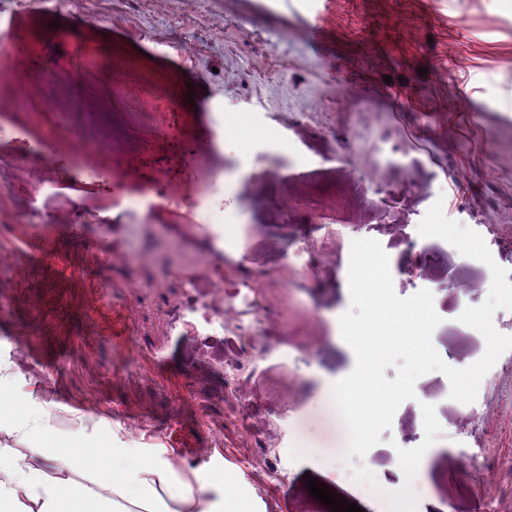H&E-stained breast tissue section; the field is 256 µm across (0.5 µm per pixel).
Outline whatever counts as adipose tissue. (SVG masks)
I'll list each match as a JSON object with an SVG mask.
<instances>
[{
  "label": "adipose tissue",
  "instance_id": "obj_1",
  "mask_svg": "<svg viewBox=\"0 0 512 512\" xmlns=\"http://www.w3.org/2000/svg\"><path fill=\"white\" fill-rule=\"evenodd\" d=\"M12 431L33 446L24 464L0 463V512H224V493L214 483L201 475L181 478L162 457L113 478L102 494L89 497L73 474L80 465L106 471L108 458L93 448L58 454L37 445L50 431L44 413L15 422ZM49 467L56 472L51 479L45 474Z\"/></svg>",
  "mask_w": 512,
  "mask_h": 512
}]
</instances>
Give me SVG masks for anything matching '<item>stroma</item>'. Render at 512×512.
I'll use <instances>...</instances> for the list:
<instances>
[{"label":"stroma","mask_w":512,"mask_h":512,"mask_svg":"<svg viewBox=\"0 0 512 512\" xmlns=\"http://www.w3.org/2000/svg\"><path fill=\"white\" fill-rule=\"evenodd\" d=\"M6 12L28 49L0 52L21 77L0 86V446L27 456L10 422L42 408L56 447L117 455L123 471L166 457L185 477L223 480L245 512H331L311 478L388 512L343 486L337 464L368 466L393 495L403 458L423 448L413 512L512 502V350L470 403L451 399L443 373L419 377L361 457L333 398L356 365L339 320L357 239L380 243L398 296L432 292L446 364L486 351L459 316L486 301L489 265L418 226L442 202L512 273V0H329L313 42L279 37L302 26L307 0L284 18L241 0ZM85 48L98 56L82 119L111 148L75 164L16 102ZM235 114L250 124L233 150L222 132ZM144 198L153 211L133 207ZM200 202L231 205L230 238L196 223ZM248 269L256 299L239 295Z\"/></svg>","instance_id":"35a3bbf8"}]
</instances>
